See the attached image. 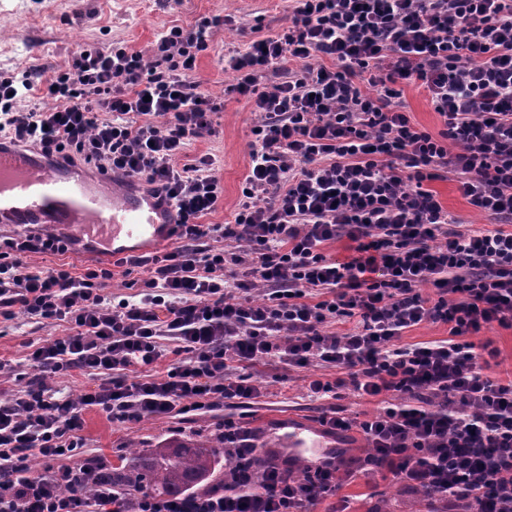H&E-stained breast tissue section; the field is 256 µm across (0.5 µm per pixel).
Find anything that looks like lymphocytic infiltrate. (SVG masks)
<instances>
[{
    "mask_svg": "<svg viewBox=\"0 0 512 512\" xmlns=\"http://www.w3.org/2000/svg\"><path fill=\"white\" fill-rule=\"evenodd\" d=\"M229 23L171 27L150 57L80 46L43 107L19 106L36 68L0 76L1 141L140 178L180 218L170 250L118 259L146 273L135 300L104 295L108 266L30 269V255L71 251L70 235H0V318L69 326L28 342L33 375L0 399V512H308L335 493L343 458L293 478L231 418L220 490L172 500L90 479L108 462L85 449L86 408L138 423L248 405L269 367L307 371L309 396L329 403L327 433H362L360 470L388 469L457 512H512V378L487 376L498 351L474 341L512 329V0H289L280 32L224 58L259 120L233 223L206 224L223 193L215 160L178 159L222 109L197 54ZM412 81L437 133L406 110ZM448 178L493 228L449 219L426 187ZM341 238L351 255L328 258ZM352 319L356 330L331 332ZM424 323L447 325V338L402 343ZM164 338L175 360L160 373ZM72 371L90 389L55 395L50 379ZM345 390L382 406L345 417Z\"/></svg>",
    "mask_w": 512,
    "mask_h": 512,
    "instance_id": "lymphocytic-infiltrate-1",
    "label": "lymphocytic infiltrate"
}]
</instances>
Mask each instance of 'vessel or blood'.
<instances>
[{
	"label": "vessel or blood",
	"instance_id": "1",
	"mask_svg": "<svg viewBox=\"0 0 512 512\" xmlns=\"http://www.w3.org/2000/svg\"><path fill=\"white\" fill-rule=\"evenodd\" d=\"M108 175L87 176L47 164L27 149L0 143V224L26 230L31 224L67 228L98 255L119 259L134 241L162 242L178 220L174 208L144 182L127 181L121 194L107 196L101 184ZM335 444L321 428L289 423L276 453L317 465Z\"/></svg>",
	"mask_w": 512,
	"mask_h": 512
}]
</instances>
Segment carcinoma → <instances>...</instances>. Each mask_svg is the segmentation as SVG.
Wrapping results in <instances>:
<instances>
[{"mask_svg": "<svg viewBox=\"0 0 512 512\" xmlns=\"http://www.w3.org/2000/svg\"><path fill=\"white\" fill-rule=\"evenodd\" d=\"M224 437L195 435L185 441H162L144 452L134 447L119 457V464L98 475L128 490H146L159 497H181L221 484L218 469L224 455Z\"/></svg>", "mask_w": 512, "mask_h": 512, "instance_id": "obj_1", "label": "carcinoma"}]
</instances>
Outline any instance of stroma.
Wrapping results in <instances>:
<instances>
[{"label":"stroma","mask_w":512,"mask_h":512,"mask_svg":"<svg viewBox=\"0 0 512 512\" xmlns=\"http://www.w3.org/2000/svg\"><path fill=\"white\" fill-rule=\"evenodd\" d=\"M218 14L233 17L235 24L215 31L207 50L198 55L197 73L203 88L223 101L224 109L215 117L214 132L193 141L186 156L192 159L208 153L215 158L224 196L205 221L224 224L233 221L241 199L248 144L258 120L245 98L230 93L235 76L225 70L224 55L246 49L253 26H261L266 35L276 33L288 14L286 0H0V73L18 77L26 68L38 66L43 79L53 78L70 65L73 52L84 43L106 50L124 42L149 55L172 26L188 28ZM430 187L450 215L477 228L488 224V217L468 203L457 181L437 180ZM65 333V324L38 326L16 315L0 322V359L18 372H29L26 341H50ZM261 392L251 405L224 404L201 416L150 418L136 424L113 422L88 409L83 413L86 448L114 462L125 455L128 441L151 448L167 438L223 430L228 417L258 431L268 444L281 435L282 424L290 419L305 427H320L321 404L308 397L301 373L268 371ZM441 508V503L429 502L385 471L343 481L335 495L317 503L314 512H440Z\"/></svg>","instance_id":"35a3bbf8"}]
</instances>
